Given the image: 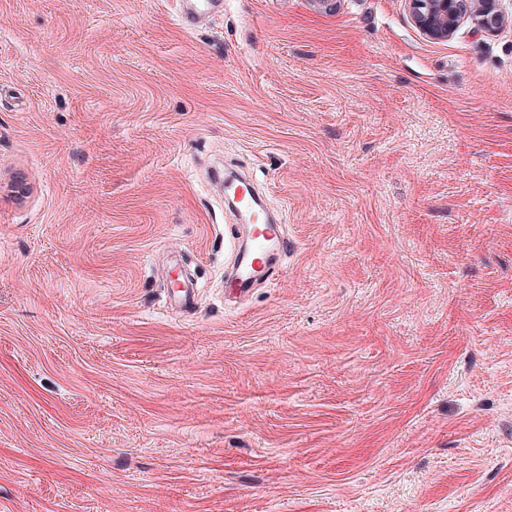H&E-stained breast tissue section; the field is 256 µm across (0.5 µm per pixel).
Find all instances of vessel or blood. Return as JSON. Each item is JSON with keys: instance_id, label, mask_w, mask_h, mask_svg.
I'll list each match as a JSON object with an SVG mask.
<instances>
[{"instance_id": "b4317fda", "label": "vessel or blood", "mask_w": 512, "mask_h": 512, "mask_svg": "<svg viewBox=\"0 0 512 512\" xmlns=\"http://www.w3.org/2000/svg\"><path fill=\"white\" fill-rule=\"evenodd\" d=\"M223 10L224 0H178L176 20L180 27L192 30ZM224 196L241 219L232 242L233 261L226 286L235 296L245 297L258 282L273 277L278 261L291 252L293 242L273 216L266 215L264 223H254L255 213L264 212L265 206L248 179L226 177Z\"/></svg>"}]
</instances>
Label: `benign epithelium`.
<instances>
[{
	"label": "benign epithelium",
	"instance_id": "benign-epithelium-1",
	"mask_svg": "<svg viewBox=\"0 0 512 512\" xmlns=\"http://www.w3.org/2000/svg\"><path fill=\"white\" fill-rule=\"evenodd\" d=\"M415 25L428 38L445 41L462 18L473 16L477 30L494 33L502 25L498 0H406Z\"/></svg>",
	"mask_w": 512,
	"mask_h": 512
}]
</instances>
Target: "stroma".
Listing matches in <instances>:
<instances>
[{"label": "stroma", "mask_w": 512, "mask_h": 512, "mask_svg": "<svg viewBox=\"0 0 512 512\" xmlns=\"http://www.w3.org/2000/svg\"><path fill=\"white\" fill-rule=\"evenodd\" d=\"M499 8L0 0V512H512ZM228 170L294 242L237 303ZM177 24L186 29L193 30L212 14L224 12L223 0H178ZM415 25L428 38L445 41L472 15L477 30L494 33L502 25L498 0H406Z\"/></svg>", "instance_id": "1"}]
</instances>
